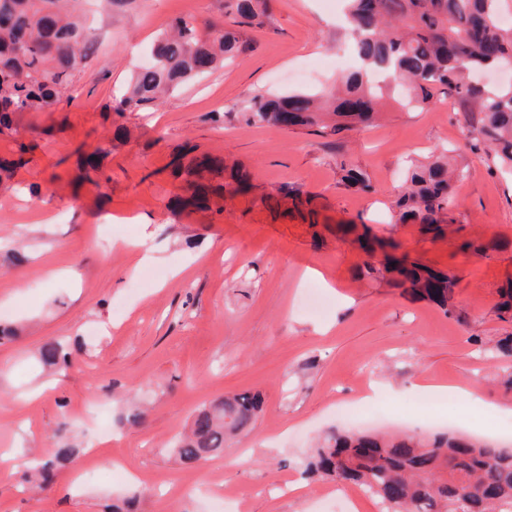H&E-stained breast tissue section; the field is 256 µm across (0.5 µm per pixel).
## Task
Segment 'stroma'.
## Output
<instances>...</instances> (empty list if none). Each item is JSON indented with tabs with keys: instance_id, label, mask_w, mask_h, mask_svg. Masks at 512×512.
<instances>
[{
	"instance_id": "1",
	"label": "stroma",
	"mask_w": 512,
	"mask_h": 512,
	"mask_svg": "<svg viewBox=\"0 0 512 512\" xmlns=\"http://www.w3.org/2000/svg\"><path fill=\"white\" fill-rule=\"evenodd\" d=\"M271 23L242 27L236 57L182 87L155 110L116 115L113 95L177 16L219 21L224 0H135L113 9L100 51L74 79L71 105L20 114L0 135V157L29 162L0 183V512H110L141 489L139 512H336L354 490L338 481L305 484L302 471L319 434L346 429L340 409L358 407L369 385L377 422L428 434L437 423L512 439V391L501 381L512 358L480 352L512 335L499 318V290L512 281V180L484 158L457 159L466 174L450 213L460 232L433 238L399 222L393 209L407 162L431 161L457 145L463 111L436 94L415 110L388 102L381 119L324 138L307 129L245 124L238 107L258 93L317 90L340 74L319 60L349 36L323 0H272ZM128 136L113 139L115 126ZM111 140L102 167L109 182L85 181L83 155ZM249 172L258 193L299 186L314 199L317 224L237 197L222 215L168 208L170 162L185 143ZM374 190L343 182V166ZM338 224H368L400 240L423 264L452 269V314L400 289L361 278V255L337 236ZM486 243L485 255L460 249ZM143 241L160 280L136 289L144 265L125 248ZM317 276L303 278L306 268ZM320 290L325 310L301 313L299 296ZM73 343L74 367L48 372L40 346ZM464 386L486 402L465 412L459 395L440 393L434 417L413 396L423 382ZM260 392L254 430L224 453L182 465L170 444L194 413L221 395ZM134 405L145 422L121 425ZM79 448L51 488L21 492L17 460L30 449Z\"/></svg>"
}]
</instances>
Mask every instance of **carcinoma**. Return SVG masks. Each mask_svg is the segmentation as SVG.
Instances as JSON below:
<instances>
[{"label":"carcinoma","mask_w":512,"mask_h":512,"mask_svg":"<svg viewBox=\"0 0 512 512\" xmlns=\"http://www.w3.org/2000/svg\"><path fill=\"white\" fill-rule=\"evenodd\" d=\"M79 0H0V134L13 131V117L46 112L71 102L74 73L98 49L95 29L78 11ZM345 20L355 39L359 67L324 93L304 91L256 95L239 108L242 120L281 124L285 116L298 127H317L325 135L373 123L387 94L371 83L384 72L402 88L401 105L421 108L437 91L457 96L465 113L466 132L458 149L483 151L496 169L512 171V85L480 87L473 72L487 65L512 70V27L501 24L504 0H344ZM225 13L256 28L270 23L271 0H224ZM239 49L232 28L179 16L150 48L125 94L113 102L118 114L158 108L188 81L211 73L224 56ZM99 148L83 160L85 179H105ZM180 179L168 205L215 215L224 214L225 198L245 195L253 185L224 157L184 147L173 160ZM454 171L445 156L411 169L405 192L395 202L405 223L443 235L453 218L443 219L452 195ZM347 186L373 191L370 180L349 168ZM306 217L311 197L283 187ZM340 230L366 254L362 274L383 280L413 296L427 298L444 313L456 286V275L433 270L409 259L402 244L378 237L367 226L343 224ZM499 318L512 319V282L500 290ZM45 367L71 365L69 348L48 341L38 351ZM262 409L257 393L243 392L203 406L189 431L174 448L178 460L195 466L224 452L233 438L251 432ZM79 449L68 445L47 455L32 454L26 473L44 488ZM309 479L330 478L369 490L383 512H512V448L486 440L436 432L426 438L388 433H329L319 439L305 463Z\"/></svg>","instance_id":"1"}]
</instances>
